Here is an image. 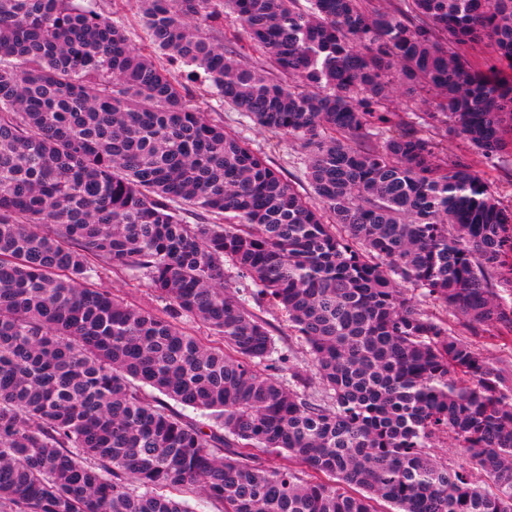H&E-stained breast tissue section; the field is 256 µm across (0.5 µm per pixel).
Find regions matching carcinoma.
<instances>
[{
    "instance_id": "carcinoma-1",
    "label": "carcinoma",
    "mask_w": 512,
    "mask_h": 512,
    "mask_svg": "<svg viewBox=\"0 0 512 512\" xmlns=\"http://www.w3.org/2000/svg\"><path fill=\"white\" fill-rule=\"evenodd\" d=\"M138 3L142 45L95 0H0V512H188L190 486L218 512H512V381L490 357L512 346V201L483 176L512 153V0ZM226 14L266 65L213 35ZM162 56L299 141L309 195ZM423 93L417 129L390 104ZM443 437L474 468L437 460ZM282 451L307 472L257 463ZM99 287L111 291L135 306L163 312L168 304L158 297L143 275L132 271H112L96 280ZM259 309L261 310V314L266 316L274 328L273 334L277 341V347L282 350H288L291 360L295 363H304L305 354L303 353L301 343L288 329L286 318L279 312L269 310L266 303H261Z\"/></svg>"
}]
</instances>
